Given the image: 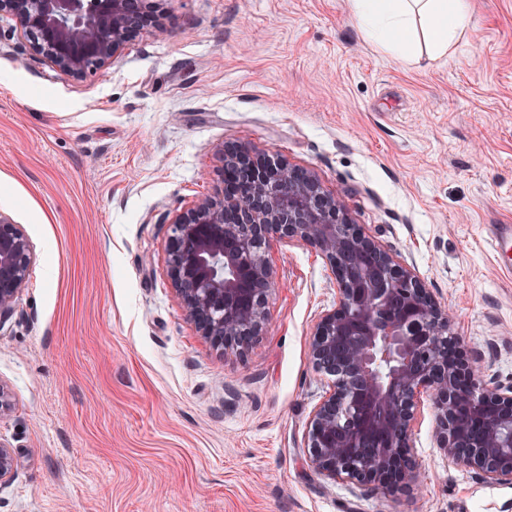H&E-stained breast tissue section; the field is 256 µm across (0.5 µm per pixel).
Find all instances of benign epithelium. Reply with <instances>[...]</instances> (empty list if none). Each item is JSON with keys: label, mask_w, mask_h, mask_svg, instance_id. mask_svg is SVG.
Returning a JSON list of instances; mask_svg holds the SVG:
<instances>
[{"label": "benign epithelium", "mask_w": 512, "mask_h": 512, "mask_svg": "<svg viewBox=\"0 0 512 512\" xmlns=\"http://www.w3.org/2000/svg\"><path fill=\"white\" fill-rule=\"evenodd\" d=\"M160 2L0 0V13L15 15L37 52L83 79L137 36L138 6L156 33H166ZM223 158L224 171L243 178L175 216L167 248L172 287L199 335L224 360H236L268 320L271 242L297 240L324 258L338 300L315 322L309 343L315 370L330 378L309 420L311 466L383 495L415 489L412 435L426 399L449 458L489 483L512 481V387L483 386L452 351L448 309L351 220L313 172L245 146L224 147ZM32 262L24 230L0 212V327L16 311ZM16 471L14 452L0 441V485Z\"/></svg>", "instance_id": "7a95c632"}]
</instances>
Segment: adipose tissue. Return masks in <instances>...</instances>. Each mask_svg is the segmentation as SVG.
I'll return each instance as SVG.
<instances>
[{"instance_id":"1","label":"adipose tissue","mask_w":512,"mask_h":512,"mask_svg":"<svg viewBox=\"0 0 512 512\" xmlns=\"http://www.w3.org/2000/svg\"><path fill=\"white\" fill-rule=\"evenodd\" d=\"M352 6L364 36L411 64L447 56L470 26L469 0H352Z\"/></svg>"}]
</instances>
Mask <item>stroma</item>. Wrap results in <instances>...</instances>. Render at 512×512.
Wrapping results in <instances>:
<instances>
[{"label": "stroma", "instance_id": "stroma-1", "mask_svg": "<svg viewBox=\"0 0 512 512\" xmlns=\"http://www.w3.org/2000/svg\"><path fill=\"white\" fill-rule=\"evenodd\" d=\"M448 56L405 64L349 0H164L74 79L0 14V212L34 252L0 327L19 460L0 512H512V482L448 459L429 405L419 488L387 497L320 475L308 356L334 308L324 259L273 244L264 333L226 362L172 289L176 214L223 188V148L312 171L354 223L447 307L483 385L512 386V272L488 240L512 224V0H470Z\"/></svg>", "mask_w": 512, "mask_h": 512}]
</instances>
